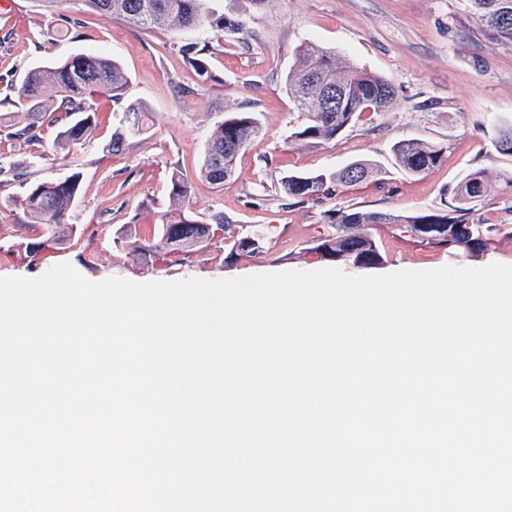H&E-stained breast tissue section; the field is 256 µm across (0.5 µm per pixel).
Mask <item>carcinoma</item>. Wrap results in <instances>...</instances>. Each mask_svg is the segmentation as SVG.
<instances>
[{"label":"carcinoma","instance_id":"carcinoma-1","mask_svg":"<svg viewBox=\"0 0 512 512\" xmlns=\"http://www.w3.org/2000/svg\"><path fill=\"white\" fill-rule=\"evenodd\" d=\"M93 11L112 13L128 23L146 29L179 32L208 24L223 36L244 38L245 27L238 16H215L208 0H84ZM472 15L499 38L512 41V0H468ZM214 46L205 43L182 46L187 63L200 81L213 79L207 56ZM128 77L115 60L94 52H80L64 60L51 61L29 69L10 102L20 115L9 136L31 146L40 142L41 123L58 126L55 147L68 150L85 142L96 126L97 115L86 106L84 95L103 90L112 102L125 104L123 118L115 126L104 150L112 155L123 153L131 140L149 129L150 113L137 102L125 103ZM342 88L340 107H324L319 100L322 89ZM288 94L306 113V122L291 138L307 144L336 139L347 127L363 117L371 118L385 111L395 97L393 86L383 77L360 70L346 57L308 44L300 51L286 78ZM261 127L251 112H228L213 127L200 169L211 185L221 187L235 174L238 157L260 137ZM496 151L512 156V125L498 130ZM398 163L415 174L438 166L444 160V148L438 144L403 140L394 145ZM371 164L355 161L340 171L291 173L280 180V192L288 197L322 202L339 195L344 188L373 174ZM82 174L72 171L63 178L31 184L22 205L32 222L51 229L65 223L80 196ZM487 192L485 173H469L454 193L450 203L428 210L404 213L327 210L325 215L335 233L321 239L310 252L325 259L350 261L358 266L378 265L383 256L374 239L359 231L363 224H389L394 230L415 232L420 224H438L442 229L425 245L446 248L450 253H475L488 246L484 221L476 216L473 203ZM192 182L175 170L168 187L169 209L162 223L155 225L152 237L136 238L123 225L115 232L118 242H127L135 257L144 264H154L166 254L208 246L222 232L224 263L256 254L264 248V239L253 232L242 233L237 225L218 213L206 220L192 210Z\"/></svg>","mask_w":512,"mask_h":512}]
</instances>
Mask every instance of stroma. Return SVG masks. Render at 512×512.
Instances as JSON below:
<instances>
[{
  "label": "stroma",
  "instance_id": "1",
  "mask_svg": "<svg viewBox=\"0 0 512 512\" xmlns=\"http://www.w3.org/2000/svg\"><path fill=\"white\" fill-rule=\"evenodd\" d=\"M0 14V115L9 116L14 85L34 65L96 51L119 60L128 78L126 98L144 104L150 129L122 154L104 152L121 108L103 92L87 95L98 121L91 137L65 153L53 152L56 129L43 126L30 148L0 126V276L36 277L68 262L92 279L135 282L243 277L336 267L349 276L395 270H431L445 265L512 264V238L491 234L486 250L449 254L422 246L387 224L365 225L384 257L371 268L336 263L311 254L331 227L329 209L411 211L450 202L463 178L483 170L488 190L480 209L512 206V157L497 153L500 126L512 123V42L479 29L467 0H210L216 14H239L243 41H219L201 26L183 32L142 29L107 13L90 12L84 0H56L51 10L33 0H9ZM219 43L207 59L214 82L201 83L180 48L188 42ZM306 42L345 55L357 67L381 75L395 98L372 121L358 123L335 140L311 147L291 140L305 123L285 89L298 47ZM234 110L254 113L260 138L239 159L222 190L200 177L208 133ZM440 144L445 159L414 175L401 168L392 148L401 140ZM355 160L374 164L370 180L321 203L280 195L290 172L341 169ZM183 169L195 187L198 216L221 213L233 223L261 230L263 252L228 265L223 243L168 255L143 265L126 244L115 243L121 225L140 237L161 223L168 206L167 183ZM78 170L82 192L61 227L33 223L21 200L28 184Z\"/></svg>",
  "mask_w": 512,
  "mask_h": 512
}]
</instances>
